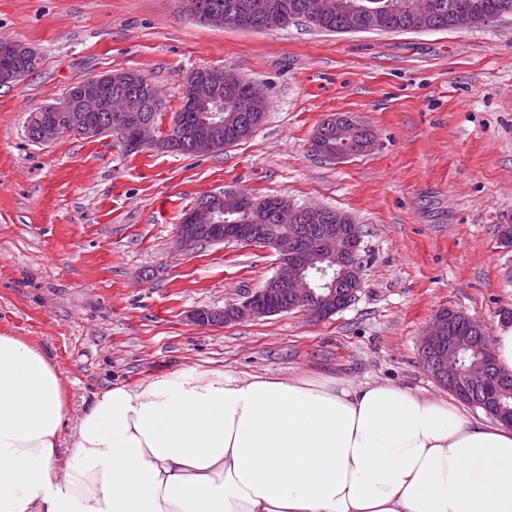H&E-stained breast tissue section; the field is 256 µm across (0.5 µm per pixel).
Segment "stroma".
<instances>
[{
    "label": "stroma",
    "mask_w": 512,
    "mask_h": 512,
    "mask_svg": "<svg viewBox=\"0 0 512 512\" xmlns=\"http://www.w3.org/2000/svg\"><path fill=\"white\" fill-rule=\"evenodd\" d=\"M0 40L39 68L0 87V331L39 346L68 392L65 444L94 394L222 369L390 384L448 398L419 342L441 309L496 336L512 314V16L433 31L330 33L199 23L180 0H0ZM199 68L258 82L268 102L249 138L191 155L126 152L117 135L37 143L29 115L71 84L113 71L162 93L167 133ZM373 134L361 155L312 151L327 118ZM233 191L352 215L362 288L325 319L292 312L199 325L190 313L243 301L277 253L236 242L181 251L196 200Z\"/></svg>",
    "instance_id": "1"
}]
</instances>
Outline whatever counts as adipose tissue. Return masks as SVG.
<instances>
[{
	"instance_id": "obj_1",
	"label": "adipose tissue",
	"mask_w": 512,
	"mask_h": 512,
	"mask_svg": "<svg viewBox=\"0 0 512 512\" xmlns=\"http://www.w3.org/2000/svg\"><path fill=\"white\" fill-rule=\"evenodd\" d=\"M0 333V512H512V430L378 384L179 373L94 396Z\"/></svg>"
}]
</instances>
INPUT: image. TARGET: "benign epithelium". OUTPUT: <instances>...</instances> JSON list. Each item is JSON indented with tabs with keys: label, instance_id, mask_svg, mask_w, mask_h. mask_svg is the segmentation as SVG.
Masks as SVG:
<instances>
[{
	"label": "benign epithelium",
	"instance_id": "7a95c632",
	"mask_svg": "<svg viewBox=\"0 0 512 512\" xmlns=\"http://www.w3.org/2000/svg\"><path fill=\"white\" fill-rule=\"evenodd\" d=\"M184 8L195 19L216 24L220 16L206 6L204 0H186ZM31 49L19 41L0 43V85H12L21 79L20 63L29 56ZM136 75L130 72H116L86 78L67 92L63 101L54 107V112L46 114L35 112L31 119L39 122L50 139L59 132L72 127L79 128L85 136H96L103 122H129L148 106L156 105L154 96L145 99L135 94L114 93L112 83L131 82ZM216 89L210 81V75L191 76L183 91V103L189 111H197L200 104L213 99ZM219 113H207L199 118L198 126L204 130L195 136V152L208 151V131L222 122L215 121ZM154 144L150 124H137L130 129L127 147L136 150ZM216 202L203 201L186 213L181 224L177 225L176 238L185 251H194L204 242L206 235L224 237L226 241L258 245L257 237L262 232L258 224H220L216 215L235 214L244 206L241 194L227 192L214 194ZM314 207L280 206L275 210L276 220L280 224L301 222L306 211ZM328 247L335 251L340 263L348 275L336 277L332 281L331 293L327 297L316 294L306 282L305 274L315 271L325 274L317 266L320 250L316 247L290 248L288 239L281 238L268 244L278 254L277 268L265 285L240 303L231 304L222 310L199 308L191 311V319L201 325H207L215 318L224 317V323L240 322L264 318L290 311L304 312L310 316L324 318L328 314L326 304L336 301V309L342 310L351 304L362 288L361 268L356 255L363 240L361 227L350 222L349 215L336 213V223L327 226ZM280 296L287 302L279 306L266 305V299ZM485 323L462 311L447 315L439 312L430 321L421 338V357L427 371L434 379L446 382L453 387L468 385L474 389L486 386L494 376V353L489 336H481ZM469 346L485 350L479 363L466 366L460 364L459 352Z\"/></svg>",
	"mask_w": 512,
	"mask_h": 512
}]
</instances>
